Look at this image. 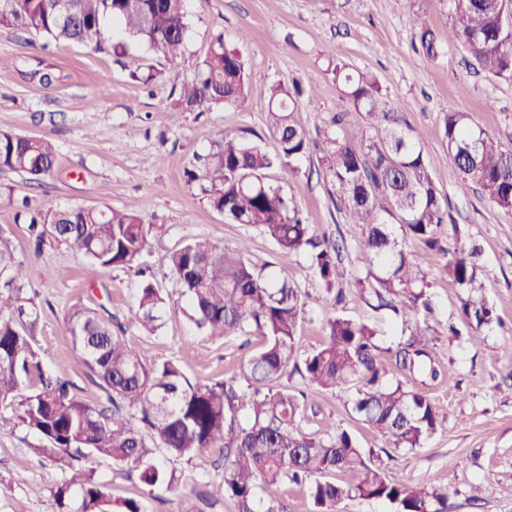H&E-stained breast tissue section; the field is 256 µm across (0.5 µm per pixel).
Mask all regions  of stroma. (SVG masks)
<instances>
[{
    "label": "stroma",
    "instance_id": "obj_1",
    "mask_svg": "<svg viewBox=\"0 0 512 512\" xmlns=\"http://www.w3.org/2000/svg\"><path fill=\"white\" fill-rule=\"evenodd\" d=\"M188 30L181 55L173 60L127 41L123 55L96 52L59 42L43 33L0 28V130L43 137L56 149L51 175L33 178L0 170V225L12 228L24 263L26 285L40 308L37 343L44 369L68 371L77 395L94 407L108 406V394L84 368L74 366V348L65 315L76 305L112 313L127 326L129 345L145 363L178 361L194 382L234 379L246 387L244 365L259 349L251 335L210 337L191 320V309L177 288L170 255L206 239L235 247L249 245L246 260L262 273L288 281L306 298V314L296 334L293 364L272 384L304 398L298 428L309 434L348 432L360 448L381 462L388 475L448 492V512H512V215L490 204L479 187L460 193L459 172L444 142L443 116L469 113L471 121L512 149V79L483 72L465 51L448 45L453 18L448 0H188ZM425 17L438 54L421 48L413 14ZM244 57L249 80L246 100L237 108L175 113L181 85L202 68L215 36ZM374 78L380 96L397 111L401 128L419 137L433 179L455 224V236L441 240L431 257L432 312L421 315L429 328L432 354L444 378L428 394L448 410L446 429L422 448L388 447L353 412L350 393L311 384L297 367L323 340L326 315L315 297L320 283L305 256L282 257L276 246L250 224H232L210 205L209 182L188 180L186 168L207 155L224 133L275 151L265 123L269 88L301 85L296 117L311 140L367 134L364 115L337 84L330 64ZM51 69L59 82L42 86L32 72ZM154 71L146 85L134 73ZM266 181L302 211L310 231L342 246L339 309L347 317L372 323L381 348L403 337L401 320L374 311L355 294L365 276L359 259L361 230L347 223L323 176L319 150L267 171ZM38 205H137L150 225L149 247L141 264L165 301L160 327L145 326L138 315L140 277L129 268L103 269L62 246L36 252L24 231L17 203ZM480 248L486 296L499 323L483 340H449L447 324L458 305V288L445 265L457 240ZM40 438L26 427L0 420V512H82V494L71 490L65 505L54 494L69 476L68 467L38 454ZM167 470L190 488L188 498L158 486L147 488L135 475L107 458L92 462L113 499L141 500L147 512H236L232 500L212 502L209 483L220 480L217 456L202 453L186 460L165 456ZM480 495H473V488ZM261 507L276 512H310L306 486L287 481L257 490Z\"/></svg>",
    "mask_w": 512,
    "mask_h": 512
}]
</instances>
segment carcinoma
<instances>
[{
    "mask_svg": "<svg viewBox=\"0 0 512 512\" xmlns=\"http://www.w3.org/2000/svg\"><path fill=\"white\" fill-rule=\"evenodd\" d=\"M453 24L448 43L462 48L478 66L495 77L512 78V33L500 34L501 18L486 0H449ZM66 17L57 0H0V27L44 32L54 39L95 51L109 45V22L167 58L182 52L188 28L185 0H70ZM429 56L437 55L432 32L421 15L412 17ZM348 89L355 108L369 127L381 131L374 139L329 138L322 162L347 223L362 227L365 277L357 281L359 298L375 311L401 319L409 338L391 350L395 368L422 384L443 379L423 341L427 328L418 315L432 310L428 270L430 255L446 224L447 212L426 164L424 145L404 132L388 104L379 98L375 79L332 69ZM247 67L241 53L211 44L199 78L181 88L182 112H205L215 106L235 108L245 99ZM297 89L274 84L269 89L266 123L278 143L274 154L238 135L226 134L204 158V177L213 209L233 224L261 228L285 257L306 254L324 290L322 307L333 311L323 325L320 347L305 355L302 376L325 389L352 393V409L395 449L420 448L445 430L448 411L402 381H384L377 330L364 321L336 313L335 292L341 264L339 245L310 235L297 207H289L265 172L289 164L311 149L307 133L294 116ZM444 139L460 174L459 189L480 186L484 197L512 214V150L481 129L466 112L451 111L443 120ZM54 145L47 139L0 130V170L33 176L52 173ZM27 208V231L37 247L64 245L105 269L134 268L148 244L150 229L134 205L112 207ZM420 241L426 252L404 248L407 238ZM248 246L218 247L195 240L170 256V268L187 297L191 319L208 336L249 333L262 337V347L248 360L246 379L253 387L249 422L236 424L238 399L233 384L191 382L172 360L147 365L127 345L125 328L112 316L72 307L66 325L75 363L100 381L112 408H96L73 391L60 372L43 369L36 347L40 309L26 296L23 261L16 254L13 232L0 227V412L47 443L42 452L107 457L137 472L141 483L154 487L177 483L157 451L191 459L217 450L224 455L220 482L211 497L230 498L237 512H276L256 508V486L287 479L309 482L313 512H337L351 497L386 500L397 512H448V491L390 478L346 431L313 435L299 431L303 405L294 395L269 385L281 378L295 355V330L305 314L301 292L286 281L269 278L244 258ZM476 246L457 244L446 264L448 278L460 289L458 319H448V334L467 328L479 339L497 317L485 295L484 274L476 263ZM139 313L149 322L162 318L164 299L147 279L141 280ZM72 475L55 492L59 505L71 488L82 492L84 512H146L142 502L114 501L90 469L71 467ZM336 471L358 474L343 485L310 478Z\"/></svg>",
    "mask_w": 512,
    "mask_h": 512,
    "instance_id": "cac0c4a2",
    "label": "carcinoma"
}]
</instances>
